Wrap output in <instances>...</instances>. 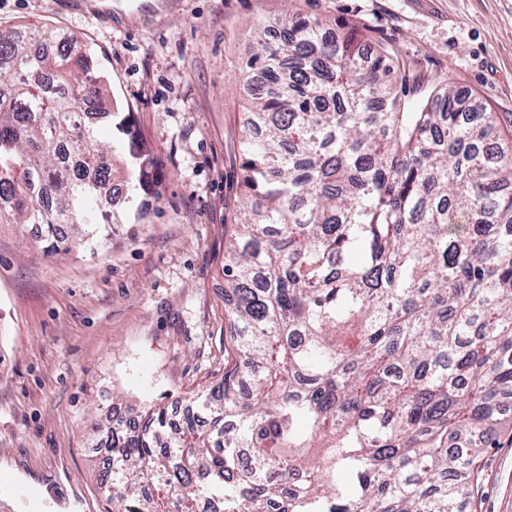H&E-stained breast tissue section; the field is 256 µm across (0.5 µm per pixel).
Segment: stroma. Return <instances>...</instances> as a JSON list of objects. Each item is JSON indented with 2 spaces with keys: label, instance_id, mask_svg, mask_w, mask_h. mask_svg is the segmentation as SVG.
<instances>
[{
  "label": "stroma",
  "instance_id": "obj_1",
  "mask_svg": "<svg viewBox=\"0 0 512 512\" xmlns=\"http://www.w3.org/2000/svg\"><path fill=\"white\" fill-rule=\"evenodd\" d=\"M291 16L385 47L408 107L450 79L512 133V0H0V29L81 33L159 192L144 220L66 254L0 224V466L47 483L45 512H112L98 481L105 414L172 404L237 360L222 269L259 81L245 65L257 27ZM466 512H512V432L482 457Z\"/></svg>",
  "mask_w": 512,
  "mask_h": 512
}]
</instances>
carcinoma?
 <instances>
[{
  "label": "carcinoma",
  "instance_id": "obj_1",
  "mask_svg": "<svg viewBox=\"0 0 512 512\" xmlns=\"http://www.w3.org/2000/svg\"><path fill=\"white\" fill-rule=\"evenodd\" d=\"M55 40L0 30V224L35 226L49 255L70 251L65 225L100 236L145 208L150 165L119 109L120 160L80 121L100 65ZM254 71L223 268L239 362L179 424L109 416L112 512H464L509 426L512 146L451 81L401 110L389 57L319 18L259 38Z\"/></svg>",
  "mask_w": 512,
  "mask_h": 512
}]
</instances>
